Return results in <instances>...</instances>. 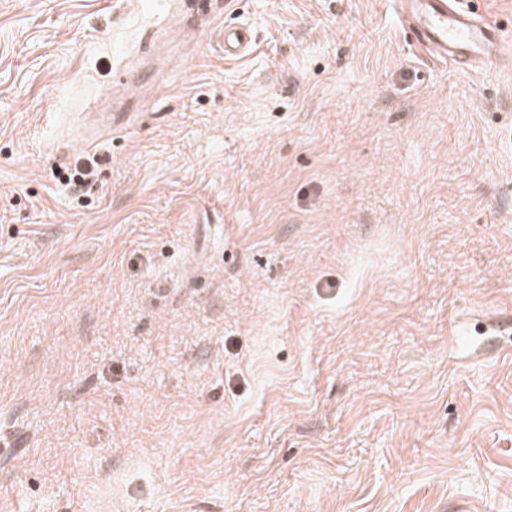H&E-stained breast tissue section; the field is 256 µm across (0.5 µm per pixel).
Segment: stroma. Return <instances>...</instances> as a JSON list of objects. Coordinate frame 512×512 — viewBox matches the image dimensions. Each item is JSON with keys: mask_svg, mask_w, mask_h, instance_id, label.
Wrapping results in <instances>:
<instances>
[{"mask_svg": "<svg viewBox=\"0 0 512 512\" xmlns=\"http://www.w3.org/2000/svg\"><path fill=\"white\" fill-rule=\"evenodd\" d=\"M501 321L512 54L393 0H0V512H512ZM405 29L431 56L465 70L497 66L509 52L498 27L455 0H397ZM250 26L237 24L224 27V57H239L248 53L253 45ZM59 175L66 182L72 181L76 187H84L96 176L94 165L86 160H78L69 168L67 173L60 171Z\"/></svg>", "mask_w": 512, "mask_h": 512, "instance_id": "35a3bbf8", "label": "stroma"}]
</instances>
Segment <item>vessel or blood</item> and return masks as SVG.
Masks as SVG:
<instances>
[{"mask_svg":"<svg viewBox=\"0 0 512 512\" xmlns=\"http://www.w3.org/2000/svg\"><path fill=\"white\" fill-rule=\"evenodd\" d=\"M397 5L404 28L434 58L452 62L465 70H482L498 65L508 52L498 27L460 9L456 0H397ZM253 39L250 26L225 27V56L247 54Z\"/></svg>","mask_w":512,"mask_h":512,"instance_id":"b4317fda","label":"vessel or blood"}]
</instances>
